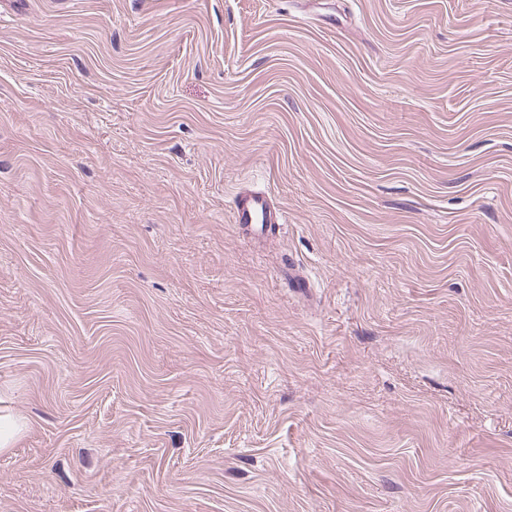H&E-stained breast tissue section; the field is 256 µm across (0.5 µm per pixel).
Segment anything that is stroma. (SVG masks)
Wrapping results in <instances>:
<instances>
[{
  "mask_svg": "<svg viewBox=\"0 0 512 512\" xmlns=\"http://www.w3.org/2000/svg\"><path fill=\"white\" fill-rule=\"evenodd\" d=\"M0 407V512H512V0H0ZM233 217L236 224H243L257 238L283 222V212L276 209L263 191L252 190L233 198ZM27 429V423L19 416L0 410V453L13 448Z\"/></svg>",
  "mask_w": 512,
  "mask_h": 512,
  "instance_id": "35a3bbf8",
  "label": "stroma"
}]
</instances>
